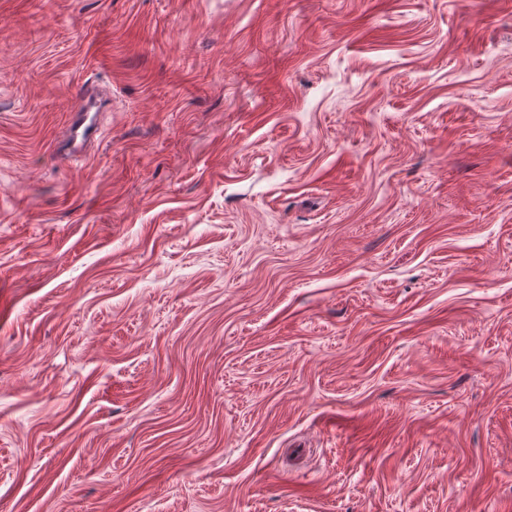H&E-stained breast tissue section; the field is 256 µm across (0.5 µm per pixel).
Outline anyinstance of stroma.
<instances>
[{
	"label": "stroma",
	"mask_w": 512,
	"mask_h": 512,
	"mask_svg": "<svg viewBox=\"0 0 512 512\" xmlns=\"http://www.w3.org/2000/svg\"><path fill=\"white\" fill-rule=\"evenodd\" d=\"M0 512H512V0H0ZM98 100L96 99V94L91 90H84L78 100V103L74 109L75 117L71 125L70 131V146L68 153H65V156H68L69 153H74L79 151L82 146L94 138L96 135V127L90 124H86L88 119V113L94 107H97Z\"/></svg>",
	"instance_id": "1"
}]
</instances>
